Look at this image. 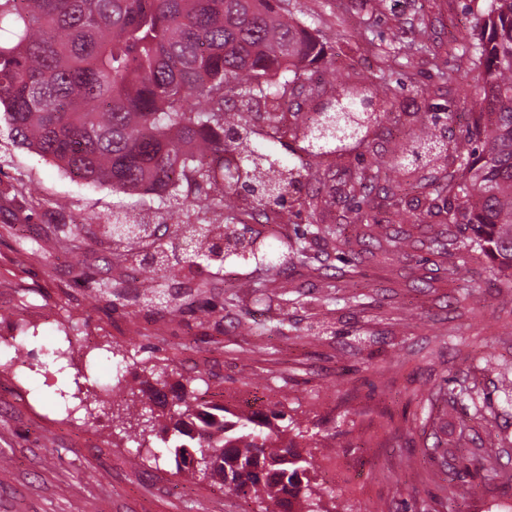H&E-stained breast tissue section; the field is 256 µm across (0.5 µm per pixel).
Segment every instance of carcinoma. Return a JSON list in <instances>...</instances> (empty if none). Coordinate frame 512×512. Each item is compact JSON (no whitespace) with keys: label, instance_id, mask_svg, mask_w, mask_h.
<instances>
[{"label":"carcinoma","instance_id":"cac0c4a2","mask_svg":"<svg viewBox=\"0 0 512 512\" xmlns=\"http://www.w3.org/2000/svg\"><path fill=\"white\" fill-rule=\"evenodd\" d=\"M477 29L460 34L450 49L470 68L448 73L465 96L476 91L475 137L454 143L460 160L441 191L448 193V222L467 232L462 251L478 250L512 281V0H484ZM379 63L425 54L419 43L382 46ZM326 42L312 24L294 17L291 0H0V108L13 138L66 172L127 194L159 199L154 217L131 224L115 220L112 254L149 242L153 253L139 260L153 283L198 256L224 264L233 254H254L253 243L214 224H184L182 257L170 263L161 225L186 192L200 209L236 210L245 193L258 208L253 216L283 213L298 190L300 171L286 167L252 144L253 109L292 108V94L306 99L316 86L299 84L325 57ZM369 84L342 85L326 111L301 127L310 156L333 153L367 136L379 117ZM405 157L431 161L442 153L428 125L405 145ZM57 243L80 263L77 234ZM163 374L147 390L117 379L112 402L132 418L127 438L143 448L156 427L172 433L177 470L198 459L204 475L224 490L273 510L323 512L309 492L312 463L298 451L302 431L271 410L236 413L201 397L188 379L167 399ZM167 413L158 415L155 407ZM483 430L486 471H498L502 438L497 418L474 407Z\"/></svg>","mask_w":512,"mask_h":512}]
</instances>
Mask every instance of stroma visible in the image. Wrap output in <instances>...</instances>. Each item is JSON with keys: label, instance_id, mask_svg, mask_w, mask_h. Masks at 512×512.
<instances>
[{"label": "stroma", "instance_id": "stroma-1", "mask_svg": "<svg viewBox=\"0 0 512 512\" xmlns=\"http://www.w3.org/2000/svg\"><path fill=\"white\" fill-rule=\"evenodd\" d=\"M314 21L327 51L318 68L322 90L301 102L312 112L339 85L366 80L378 63L353 32L369 24L376 41L416 39L428 53L398 59L404 89L386 99L384 119L362 144L336 156L307 157L300 137L273 135L274 120L255 123L256 142L301 170L299 205L287 221L251 219L249 203L233 228L270 256L303 248L269 278L261 262H197L163 279L177 311L144 302L133 265L112 268L115 296L97 295L109 252L101 235L113 217L141 216L157 201L93 185L50 159L20 148L0 121V331L24 336L25 373L0 347V512H244V501L200 472L177 471L160 435L147 451L97 419L112 413L104 398L95 418L74 429L57 390L103 391L112 364L87 368L85 345L126 347L127 382L143 368H166L167 385L195 377L206 400L243 412L278 409L305 434L311 484L327 512H444L457 484H478L466 512H512V284L495 276L480 252L461 255L441 186L452 157L376 176L374 161L397 157L419 127L414 112H433L435 136L472 128L473 98L445 71H466L449 51L453 33L479 24L468 0H296ZM376 178L362 203L347 196L354 175ZM317 196L309 209L305 199ZM365 213L388 240L365 235ZM81 230L83 267L47 238L49 225ZM340 228L341 238L328 236ZM402 237L394 247L391 236ZM74 341L65 372L41 369L56 337ZM494 355L495 374L479 370ZM477 384L486 414H498L504 448L496 477L486 475L468 401L448 391ZM451 448L455 459L443 457Z\"/></svg>", "mask_w": 512, "mask_h": 512}]
</instances>
